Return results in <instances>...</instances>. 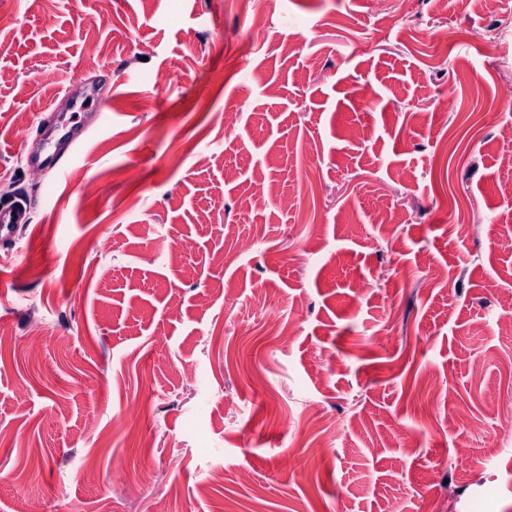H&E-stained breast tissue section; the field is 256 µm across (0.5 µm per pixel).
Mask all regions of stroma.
Returning a JSON list of instances; mask_svg holds the SVG:
<instances>
[{
    "instance_id": "stroma-1",
    "label": "stroma",
    "mask_w": 512,
    "mask_h": 512,
    "mask_svg": "<svg viewBox=\"0 0 512 512\" xmlns=\"http://www.w3.org/2000/svg\"><path fill=\"white\" fill-rule=\"evenodd\" d=\"M509 9L8 0L0 512H512ZM27 223V212L20 205L1 207L0 242L15 243L21 227Z\"/></svg>"
}]
</instances>
